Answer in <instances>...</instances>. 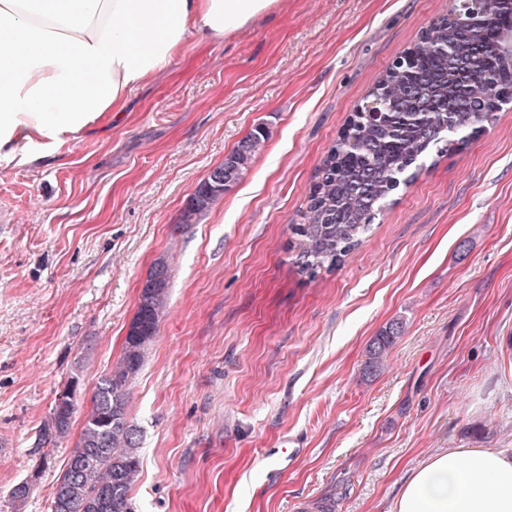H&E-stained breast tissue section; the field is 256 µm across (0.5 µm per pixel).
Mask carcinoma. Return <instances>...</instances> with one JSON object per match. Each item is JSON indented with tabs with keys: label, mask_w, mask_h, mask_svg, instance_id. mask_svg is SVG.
I'll list each match as a JSON object with an SVG mask.
<instances>
[{
	"label": "carcinoma",
	"mask_w": 512,
	"mask_h": 512,
	"mask_svg": "<svg viewBox=\"0 0 512 512\" xmlns=\"http://www.w3.org/2000/svg\"><path fill=\"white\" fill-rule=\"evenodd\" d=\"M512 28V4L497 0L475 11L465 23L438 19L433 38L418 44L401 62H392L362 103L363 111L392 113L383 126L354 116L347 131L354 144L333 145L310 189L303 221L291 225L301 272L314 279L340 267L372 231L376 212L400 185L418 176L419 161L441 142L461 144L481 123L489 102L512 101V67L498 53L501 31ZM431 109L428 121L411 126L401 119L410 108ZM266 134L258 127L227 155L238 181L262 148ZM224 191L202 180L191 194L181 224L208 211ZM163 276L150 303H138L121 353L97 383L79 440L56 485L52 512H132L129 493L140 474L139 430L127 416L132 381L160 332L166 313L171 268L157 260ZM403 329L393 321L375 336L363 367L366 375L383 369L388 351ZM71 403L55 408L44 424L42 440L55 442L70 431L76 410Z\"/></svg>",
	"instance_id": "1"
}]
</instances>
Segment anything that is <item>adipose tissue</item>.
Here are the masks:
<instances>
[{
    "label": "adipose tissue",
    "mask_w": 512,
    "mask_h": 512,
    "mask_svg": "<svg viewBox=\"0 0 512 512\" xmlns=\"http://www.w3.org/2000/svg\"><path fill=\"white\" fill-rule=\"evenodd\" d=\"M275 0H0V159L33 164L121 111L180 55ZM394 512H512V449L438 451Z\"/></svg>",
    "instance_id": "obj_1"
}]
</instances>
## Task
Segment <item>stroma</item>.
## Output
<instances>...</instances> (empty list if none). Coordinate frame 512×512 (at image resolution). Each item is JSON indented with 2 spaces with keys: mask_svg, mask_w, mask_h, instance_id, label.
Instances as JSON below:
<instances>
[{
  "mask_svg": "<svg viewBox=\"0 0 512 512\" xmlns=\"http://www.w3.org/2000/svg\"><path fill=\"white\" fill-rule=\"evenodd\" d=\"M453 6L278 0L224 38L189 36L118 117L42 165L0 161V512H51L162 255L167 315L129 391L133 512H392L434 452L512 448V108L425 157L335 271L307 279L291 246L354 106ZM258 127L248 170L179 227ZM396 319L383 370L364 377ZM74 376L70 434L41 442ZM209 175L202 180L191 194L179 227L192 224L195 218L208 211L224 195V190L208 189ZM402 329L401 321H392L371 340L363 367L365 375H375L383 369L388 351L403 331Z\"/></svg>",
  "mask_w": 512,
  "mask_h": 512,
  "instance_id": "35a3bbf8",
  "label": "stroma"
}]
</instances>
